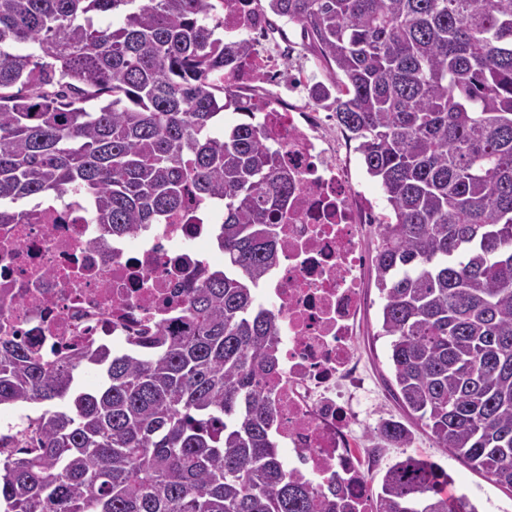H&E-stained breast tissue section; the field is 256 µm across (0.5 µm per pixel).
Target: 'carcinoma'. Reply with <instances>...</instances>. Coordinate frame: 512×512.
Segmentation results:
<instances>
[{"label":"carcinoma","mask_w":512,"mask_h":512,"mask_svg":"<svg viewBox=\"0 0 512 512\" xmlns=\"http://www.w3.org/2000/svg\"><path fill=\"white\" fill-rule=\"evenodd\" d=\"M332 75L320 97L384 190L372 264L394 396L441 448L512 490V0H267ZM224 0H0V223L77 190L94 221L161 224L185 196L224 203V272L135 357L61 360L0 340V408H42L0 434V512L315 510L285 469L262 375L280 327L254 287L277 264L294 176L221 82L254 53L217 36ZM125 12L117 28L101 18ZM26 43L34 52L20 54ZM233 109L241 119L220 126ZM97 371V389L76 384ZM374 437L411 440L400 420ZM445 469L407 456L375 512H478Z\"/></svg>","instance_id":"obj_1"}]
</instances>
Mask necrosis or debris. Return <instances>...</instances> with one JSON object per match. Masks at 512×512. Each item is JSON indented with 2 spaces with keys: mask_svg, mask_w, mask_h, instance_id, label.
<instances>
[{
  "mask_svg": "<svg viewBox=\"0 0 512 512\" xmlns=\"http://www.w3.org/2000/svg\"><path fill=\"white\" fill-rule=\"evenodd\" d=\"M240 36L255 53L225 69L224 80L244 86L261 68L266 88L251 105L296 178L279 262L263 285L280 323L278 371L265 381L277 438L295 476L318 488L342 481L357 512H370L360 455L369 439L355 428L348 399L363 374L355 339L376 205L341 156L343 133L316 103L303 108L282 95L279 77L296 44L278 39L254 0H224V37ZM34 214L26 224H0V336L51 361L85 346H124L159 326L178 331L194 291L224 265L209 210L193 201L166 223L124 233L93 223L75 192Z\"/></svg>",
  "mask_w": 512,
  "mask_h": 512,
  "instance_id": "necrosis-or-debris-1",
  "label": "necrosis or debris"
}]
</instances>
